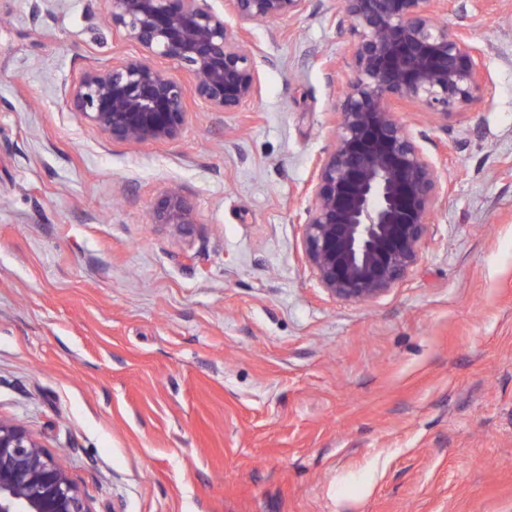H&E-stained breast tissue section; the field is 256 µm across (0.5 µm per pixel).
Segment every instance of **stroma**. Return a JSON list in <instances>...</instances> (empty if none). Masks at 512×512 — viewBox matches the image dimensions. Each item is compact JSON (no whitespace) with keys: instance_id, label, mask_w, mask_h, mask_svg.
Returning <instances> with one entry per match:
<instances>
[{"instance_id":"35a3bbf8","label":"stroma","mask_w":512,"mask_h":512,"mask_svg":"<svg viewBox=\"0 0 512 512\" xmlns=\"http://www.w3.org/2000/svg\"><path fill=\"white\" fill-rule=\"evenodd\" d=\"M339 0L247 29L257 97L129 145L70 112L139 50L105 0H0V417L90 512H512V0H448L484 94L403 113L442 186L418 265L332 299L302 192L354 70ZM179 188L196 230L151 221Z\"/></svg>"}]
</instances>
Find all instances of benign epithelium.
Masks as SVG:
<instances>
[{"label":"benign epithelium","mask_w":512,"mask_h":512,"mask_svg":"<svg viewBox=\"0 0 512 512\" xmlns=\"http://www.w3.org/2000/svg\"><path fill=\"white\" fill-rule=\"evenodd\" d=\"M112 25L139 48L88 67L66 91L70 109L114 141L167 143L188 116L186 86L157 68L185 71L195 95L236 112L259 92L238 32L301 12L307 0H232L238 26L202 0H105ZM445 0H340L338 24L357 33L354 77L336 111L331 148L303 186L302 260L334 300H374L420 260L440 193L435 162L399 113L448 116L483 95L479 49L464 28L439 21ZM152 223L188 234L193 207L161 195ZM0 512H90L67 469L20 421L0 417Z\"/></svg>","instance_id":"7a95c632"}]
</instances>
